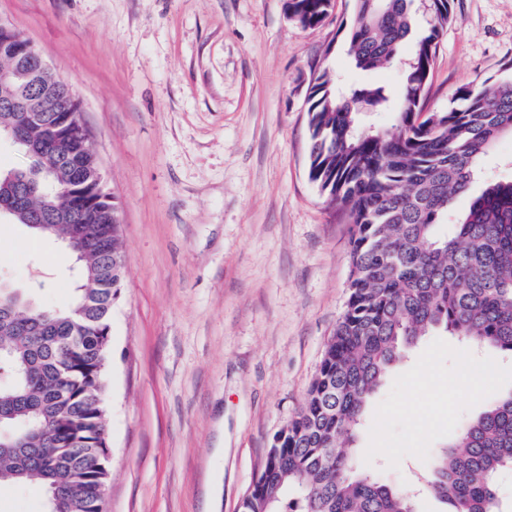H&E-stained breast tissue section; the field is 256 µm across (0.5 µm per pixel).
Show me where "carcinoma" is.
<instances>
[{
  "instance_id": "obj_1",
  "label": "carcinoma",
  "mask_w": 512,
  "mask_h": 512,
  "mask_svg": "<svg viewBox=\"0 0 512 512\" xmlns=\"http://www.w3.org/2000/svg\"><path fill=\"white\" fill-rule=\"evenodd\" d=\"M335 0H286L288 17L322 23ZM348 53L361 71L384 67L412 43L399 98L382 86L342 90L327 71L309 83V178L352 224L348 297L325 345L303 406L276 435L242 512H421L417 495L361 468L354 455L365 409L408 349L443 331L464 349L512 355V177L486 185L450 235L437 226L477 179L481 159L512 135V78L473 81L444 112L420 118L451 0H354ZM26 79H0V126L8 98ZM73 95L58 77L35 90L42 123L20 131L40 138L56 122L58 97ZM363 111L393 112L390 130L364 131ZM89 159L79 145H48L22 168L0 171V220L45 238L78 232L73 301L36 304L27 291L0 292L28 318L0 316V484L35 483L47 512H106L99 486L109 464L100 435L107 413L112 302L126 270L120 233L110 232L114 197L100 182L85 191L79 224H57L68 209L71 168ZM512 469V392L499 396L436 451L422 492L447 512H501L497 476Z\"/></svg>"
}]
</instances>
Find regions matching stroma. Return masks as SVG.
I'll return each mask as SVG.
<instances>
[{
	"mask_svg": "<svg viewBox=\"0 0 512 512\" xmlns=\"http://www.w3.org/2000/svg\"><path fill=\"white\" fill-rule=\"evenodd\" d=\"M425 111L475 79L512 75V0H453ZM285 0H0V20L73 83L120 213L126 276L106 366L108 512H240L274 436L300 410L344 309L347 224L308 177V85L372 83L341 30ZM512 175V136L457 198ZM71 259L0 224V283L46 308L72 295ZM512 391V358L444 333L409 349L368 404L361 466L414 483L430 452Z\"/></svg>",
	"mask_w": 512,
	"mask_h": 512,
	"instance_id": "stroma-1",
	"label": "stroma"
}]
</instances>
